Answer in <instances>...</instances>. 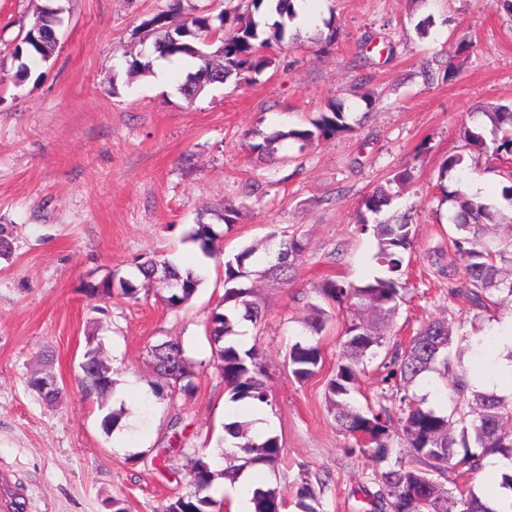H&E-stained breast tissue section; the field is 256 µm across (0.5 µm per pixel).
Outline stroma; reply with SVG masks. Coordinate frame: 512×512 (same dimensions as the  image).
<instances>
[{
    "label": "stroma",
    "mask_w": 512,
    "mask_h": 512,
    "mask_svg": "<svg viewBox=\"0 0 512 512\" xmlns=\"http://www.w3.org/2000/svg\"><path fill=\"white\" fill-rule=\"evenodd\" d=\"M171 0H0V470L14 483L0 488V512H108L124 500L127 512H156L178 490L157 445L172 434L171 413L188 424L195 449H214L231 419L224 387L213 374L205 323L223 293L224 262L270 231L304 236L291 280L255 276L265 308L260 326L236 331L260 349L272 404L270 431L284 448L269 484L300 512L293 490L327 483L323 512H369L375 461L361 453L328 409L326 385L341 351L346 320L325 303L331 320L321 339L326 361L300 383L284 359L316 301L324 279L362 286L385 276L377 241L361 232L363 198L393 174L411 181L394 188L392 212L409 215L413 252L401 278L402 299L390 337L408 345L420 325L444 319L462 342L451 365L473 366V340L512 317V304L474 316L464 296H449L436 256L463 267L448 241L451 205H439L443 159L459 153L488 194L506 185L505 161L466 147L464 128L497 104H512V0H320L333 19L334 43L303 42L273 49L277 62L255 81L207 86L187 102L178 81L193 59L175 65L170 80L155 71L130 74L133 60L155 55L140 30ZM57 8L62 23L47 60L17 78L10 51L42 10ZM430 19L427 35L416 26ZM468 51H459L460 42ZM372 63L359 67L362 46ZM375 100L365 104L363 90ZM341 101L353 132L255 165L245 139L257 129L307 125L328 101ZM267 186L262 199L245 196L248 183ZM245 202L225 228V202ZM217 232L216 255H198L187 235L198 222ZM159 253L200 266L203 282L191 301L168 307L156 295L139 301L86 296L87 282L107 271L133 273L134 259ZM116 384L134 380L150 391L156 380L147 351L180 340L201 369L190 399L151 395L139 404L141 426L117 447L102 427L111 399L86 397L78 364L89 334ZM47 369L63 390L49 405L28 385Z\"/></svg>",
    "instance_id": "1"
}]
</instances>
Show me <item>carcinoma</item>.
<instances>
[{
  "label": "carcinoma",
  "mask_w": 512,
  "mask_h": 512,
  "mask_svg": "<svg viewBox=\"0 0 512 512\" xmlns=\"http://www.w3.org/2000/svg\"><path fill=\"white\" fill-rule=\"evenodd\" d=\"M180 13L181 0H173L169 10L154 14L142 26L154 38V48L160 55L197 60L196 71L188 73L182 82V86L190 88L192 100L207 85L223 84L232 76L248 82L252 75L275 65L276 59L262 54L260 49L283 45L288 22L296 18L293 0H247L245 9L224 10L217 15L195 10L181 23L172 25V16ZM52 22V12L45 11L15 45L12 56L49 58L57 44ZM226 25L232 28V34L223 38L219 33ZM214 44L216 51H207ZM486 116L494 133L493 152L503 159L512 157V107L495 105ZM350 131L352 126L346 122L343 107L330 102L311 122V127L291 128L274 136L256 132L257 141L250 143L249 148L258 161L272 162L276 160L278 143L284 140L291 139L304 147ZM463 163V155H448L442 162L439 178L461 177L466 173ZM439 189L456 209L449 241L465 261L464 288L451 287L448 295L462 292L478 315L512 303V272L507 273L503 268L506 263L512 266V221L501 223L494 205L475 200L459 189L450 190L442 183ZM390 195V188L376 187L364 197L362 210L357 213L361 231L370 230L377 239V258L389 276L375 278L363 286L325 279L316 288L323 299L344 304L349 312L342 352L327 382L326 398L337 411L336 420L341 429L358 440L361 452L382 465L374 476L378 490L373 495L372 512H504L501 503L483 501L473 491H464L455 484L445 488L440 478L457 467L474 473L489 454L512 459V431L505 429L512 420V399L472 389L463 371L452 375L456 406L453 416L438 413L425 406V399L406 393L436 362L448 364V349L454 334L447 321L433 319L421 325L405 348L393 347L378 364L385 372L381 382L399 396L398 419H393L390 410L380 402L377 408L369 406L365 411L352 402L351 392L360 365L376 356L378 349L386 344L385 333L378 329V324L398 310L401 289L398 275L405 254L411 252L414 244L410 219L392 216L371 224L366 217L368 212L380 214L390 204ZM216 237L212 225L203 222L188 234V239L210 258L215 255ZM304 250L303 238L272 231L266 236L264 255L258 256L254 248L246 247L224 263V295L207 321L206 336L212 345L209 366L233 403L244 400L271 403L259 349L253 345L241 350L231 340L237 323L249 321L257 326L263 318L262 305L241 280L256 274L254 267L264 263L268 264L264 273L281 277L292 270L293 261ZM134 268L131 278H119L117 273L109 271L101 279L86 283V294L110 298L115 293L136 301L141 292L152 291L166 305L177 308L189 302L202 284V276L194 270L182 269L154 254L138 257ZM306 307L304 331L289 345L286 354L290 373L298 382L308 381L321 368L320 336L329 321L321 306L308 302ZM148 355L170 395L184 399L193 396L199 365L187 356L180 341H162L151 346ZM79 368V383L86 395L104 398L109 394L111 371L101 360L99 347L87 349ZM224 433L235 439L233 447H222L218 452L224 459L225 480L234 483L245 470L258 466L278 468L283 457L278 436L251 437L235 422L224 424ZM399 436L411 448L407 459L394 448V440ZM472 446L476 451L470 450ZM459 447L464 449L461 455L457 451ZM211 461V456L197 454L195 469L185 477V492L161 503L157 512H221V504L210 495L217 476ZM321 495L322 491L306 480L295 487L296 504L303 512H321ZM252 504L253 512H282L283 492L277 486L259 487L253 492Z\"/></svg>",
  "instance_id": "carcinoma-1"
}]
</instances>
